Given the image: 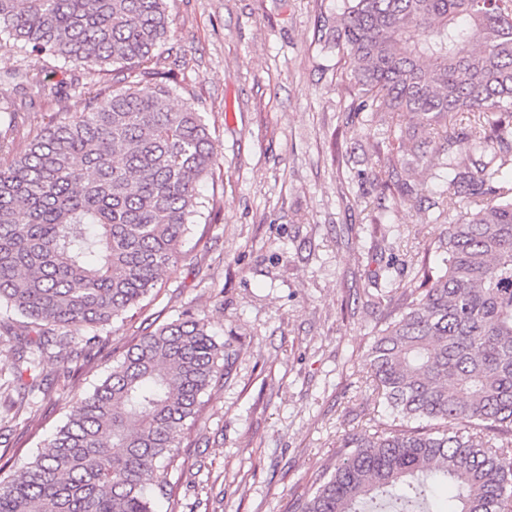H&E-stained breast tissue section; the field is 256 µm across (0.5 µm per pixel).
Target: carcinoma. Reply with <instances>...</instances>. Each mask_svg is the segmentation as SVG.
<instances>
[{
    "mask_svg": "<svg viewBox=\"0 0 512 512\" xmlns=\"http://www.w3.org/2000/svg\"><path fill=\"white\" fill-rule=\"evenodd\" d=\"M169 12L170 0H0L3 46L95 86L87 111L55 123L36 106L61 100L62 82L0 73V121L27 130L0 165V306L25 321L12 377H0L17 393L8 412L35 407L49 360L72 381L101 333L174 269L190 225L215 214L198 192L220 167L209 124L194 103H171ZM320 25L357 111L417 118L394 147L411 160L381 177L408 196L428 191L405 182L414 167L448 170V196L432 203L448 231L443 266L417 271L371 348L393 424L344 435L301 512H512V0H343ZM240 353L191 311L144 334L0 479V512H155L201 395Z\"/></svg>",
    "mask_w": 512,
    "mask_h": 512,
    "instance_id": "carcinoma-1",
    "label": "carcinoma"
}]
</instances>
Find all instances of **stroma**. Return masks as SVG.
I'll list each match as a JSON object with an SVG mask.
<instances>
[{
    "label": "stroma",
    "mask_w": 512,
    "mask_h": 512,
    "mask_svg": "<svg viewBox=\"0 0 512 512\" xmlns=\"http://www.w3.org/2000/svg\"><path fill=\"white\" fill-rule=\"evenodd\" d=\"M341 0H174L166 50L181 103L196 95L221 169L201 191L218 217L193 225L175 271L141 313L115 321L101 354L37 410L4 418L13 468L61 426L144 328L192 310L217 342L238 337L231 378L202 395L158 512H300L338 461L342 434L390 421L369 386L379 329L416 287L446 226L433 199L448 172L417 168L422 196L380 171L393 128L358 112L319 19ZM393 283H386V276Z\"/></svg>",
    "instance_id": "stroma-1"
}]
</instances>
